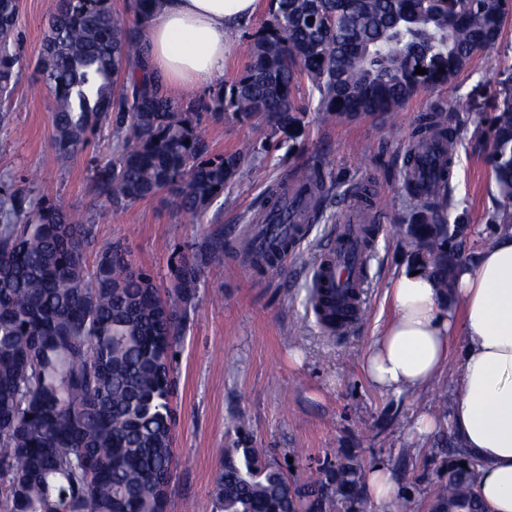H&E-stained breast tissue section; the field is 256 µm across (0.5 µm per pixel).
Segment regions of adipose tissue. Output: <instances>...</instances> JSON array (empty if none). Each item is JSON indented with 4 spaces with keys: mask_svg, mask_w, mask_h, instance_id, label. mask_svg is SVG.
Instances as JSON below:
<instances>
[{
    "mask_svg": "<svg viewBox=\"0 0 512 512\" xmlns=\"http://www.w3.org/2000/svg\"><path fill=\"white\" fill-rule=\"evenodd\" d=\"M259 0H155L145 23L149 66L169 88L224 77L234 38ZM393 319L375 336L364 369L376 388L399 393L430 383L446 366L455 329L466 341L450 420L480 462L478 492L491 512H512V228L457 272L444 297L426 271L403 272L389 290Z\"/></svg>",
    "mask_w": 512,
    "mask_h": 512,
    "instance_id": "ef3b65f1",
    "label": "adipose tissue"
}]
</instances>
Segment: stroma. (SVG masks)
<instances>
[{
  "instance_id": "1",
  "label": "stroma",
  "mask_w": 512,
  "mask_h": 512,
  "mask_svg": "<svg viewBox=\"0 0 512 512\" xmlns=\"http://www.w3.org/2000/svg\"><path fill=\"white\" fill-rule=\"evenodd\" d=\"M53 4L19 0L23 69L0 120V192L24 185L47 192L56 207L84 215L94 234L88 259H95L98 249L121 243L164 289L179 254L215 229L228 237L238 234L265 207L268 187L294 168L321 162L333 183L322 204V221L308 225L300 257L288 258L280 272L248 270L227 254L203 277L178 362L177 468L168 512H212L210 487L219 451L234 440L230 424L236 418L259 447L298 454L291 472L298 482L309 478L305 458H333L344 449L364 470L386 465L399 488L408 491L411 512H428L448 463L453 430L444 418L422 438L409 428L418 414L437 415L441 405L454 402L464 338L452 339L447 366L418 390L382 392L370 384L362 364L374 336L394 315L388 296L392 281L410 265L397 236L405 215L404 158L417 117L435 103L449 106L461 97L471 105L468 122L456 133L448 222L471 225L463 241L472 256L496 232L502 206L489 163L488 127L512 82V23L494 48L447 86L420 90L387 116L325 125L307 114L291 139L270 137L267 126L228 113L214 117L213 88L174 93V100L198 105L212 153L233 151L245 140L260 146L226 186L223 204H212L191 220L162 194L120 209L95 195L94 168L115 152L114 127H102L69 158L57 159L52 102L37 73ZM365 187L373 191L380 225L368 262L365 310L345 340L332 341L311 313L314 269L306 258L324 247L343 223L349 201Z\"/></svg>"
}]
</instances>
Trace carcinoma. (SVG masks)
Listing matches in <instances>:
<instances>
[{
	"label": "carcinoma",
	"instance_id": "carcinoma-1",
	"mask_svg": "<svg viewBox=\"0 0 512 512\" xmlns=\"http://www.w3.org/2000/svg\"><path fill=\"white\" fill-rule=\"evenodd\" d=\"M250 44V63L219 89L213 109L256 118L291 138L301 125L296 91L307 82L322 121L388 115L420 89L451 83L495 45L512 16L509 0H275ZM152 0H132L134 19L112 0H55L37 71L53 100L54 148L66 158L115 120L118 150L95 170L94 191L114 208L168 194L192 218L256 152L250 142L210 155L192 102L165 93L146 69L142 26ZM18 0H0V101L22 73L15 35ZM425 74L416 73V67ZM141 76H133L135 70ZM469 101L434 106L412 131L407 163L430 150L431 175L404 178L402 240L448 291L460 254L447 218L455 129ZM491 163L512 201V100L491 126ZM294 198L329 191L317 164L291 173ZM288 181L270 186L263 221L288 224ZM91 226L45 196L17 187L0 196V512H166L176 467L172 402L179 339L206 270L251 253L250 239L218 230L179 257L171 287L111 245L87 264ZM222 449L210 495L217 512H367L360 465L344 454L290 479L288 451L252 444L242 424ZM466 466H461V463ZM476 457L454 446L430 512H486Z\"/></svg>",
	"mask_w": 512,
	"mask_h": 512
}]
</instances>
